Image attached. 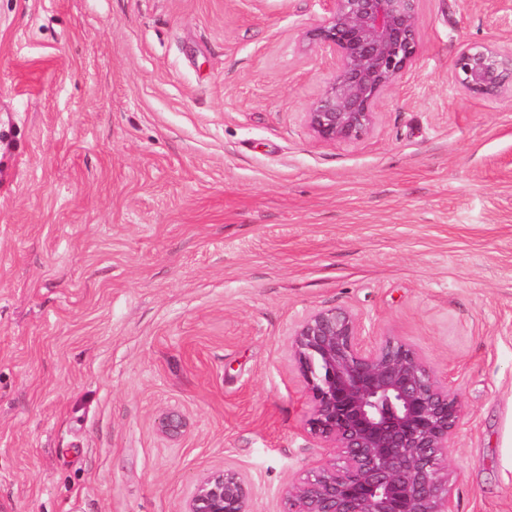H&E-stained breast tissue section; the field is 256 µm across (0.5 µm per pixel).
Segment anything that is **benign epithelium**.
I'll use <instances>...</instances> for the list:
<instances>
[{
  "mask_svg": "<svg viewBox=\"0 0 512 512\" xmlns=\"http://www.w3.org/2000/svg\"><path fill=\"white\" fill-rule=\"evenodd\" d=\"M323 17L301 28L302 42L335 60L304 113L319 142L351 144L377 124L378 105L415 64L419 0H321ZM452 82L482 100L512 96V46L461 45ZM363 316L346 307L314 311L288 333L289 356L311 402L306 426L330 456L283 491L284 512H456L448 469L465 412L427 358L392 336L365 342ZM187 429L166 410L158 431ZM249 476L226 465L201 476L182 512H253Z\"/></svg>",
  "mask_w": 512,
  "mask_h": 512,
  "instance_id": "1",
  "label": "benign epithelium"
}]
</instances>
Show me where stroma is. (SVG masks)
<instances>
[{
  "label": "stroma",
  "mask_w": 512,
  "mask_h": 512,
  "mask_svg": "<svg viewBox=\"0 0 512 512\" xmlns=\"http://www.w3.org/2000/svg\"><path fill=\"white\" fill-rule=\"evenodd\" d=\"M419 9L375 130L327 145L319 0H0V512H181L227 465L283 512L323 461L288 332L334 306L450 381L458 512H512V99L450 78L512 0ZM186 429V417L178 408L166 410L159 419L158 431L168 439H178Z\"/></svg>",
  "instance_id": "1"
}]
</instances>
